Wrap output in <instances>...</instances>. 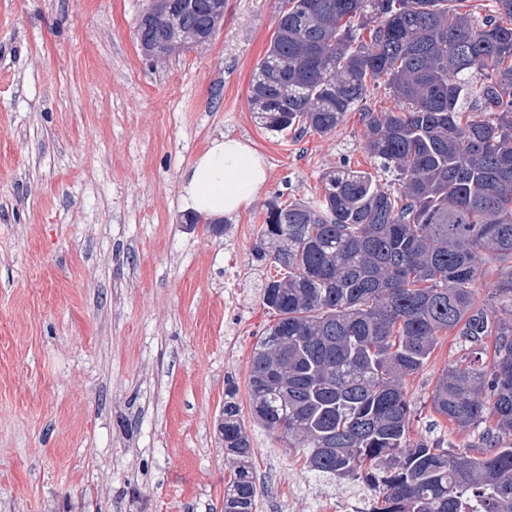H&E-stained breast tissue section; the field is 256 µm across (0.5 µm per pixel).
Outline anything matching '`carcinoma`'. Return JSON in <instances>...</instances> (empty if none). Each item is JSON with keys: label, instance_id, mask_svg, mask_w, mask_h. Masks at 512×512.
Wrapping results in <instances>:
<instances>
[{"label": "carcinoma", "instance_id": "1", "mask_svg": "<svg viewBox=\"0 0 512 512\" xmlns=\"http://www.w3.org/2000/svg\"><path fill=\"white\" fill-rule=\"evenodd\" d=\"M466 0H282L248 102L267 131L328 135L364 112L363 148L399 194L341 165L315 202L267 204L255 255L275 322L253 349V420L319 476L362 481L370 512H512V0L482 19ZM224 0H152L148 57L200 45ZM495 280L475 299L479 270ZM465 353L431 412L478 432L463 448L410 437L406 379L440 337ZM230 384L218 424L234 470L224 512H257L251 442Z\"/></svg>", "mask_w": 512, "mask_h": 512}]
</instances>
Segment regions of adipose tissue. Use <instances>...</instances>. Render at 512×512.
Here are the masks:
<instances>
[{"instance_id": "adipose-tissue-1", "label": "adipose tissue", "mask_w": 512, "mask_h": 512, "mask_svg": "<svg viewBox=\"0 0 512 512\" xmlns=\"http://www.w3.org/2000/svg\"><path fill=\"white\" fill-rule=\"evenodd\" d=\"M267 181L263 159L241 140H214L185 176L184 198L198 212L233 213L261 193Z\"/></svg>"}]
</instances>
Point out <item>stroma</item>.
<instances>
[{
    "label": "stroma",
    "mask_w": 512,
    "mask_h": 512,
    "mask_svg": "<svg viewBox=\"0 0 512 512\" xmlns=\"http://www.w3.org/2000/svg\"><path fill=\"white\" fill-rule=\"evenodd\" d=\"M148 5L0 0V512H224L230 383L258 512L369 507L362 482L315 477L252 419L275 272L253 247L268 201L315 200L339 165L390 182L361 135L391 97L371 90L326 136L270 133L247 88L279 0H224L211 41L156 61L136 40ZM224 135L263 158L265 188L216 229L186 224L183 177ZM461 354L442 336L407 379L413 435L471 443L429 408Z\"/></svg>",
    "instance_id": "1"
}]
</instances>
